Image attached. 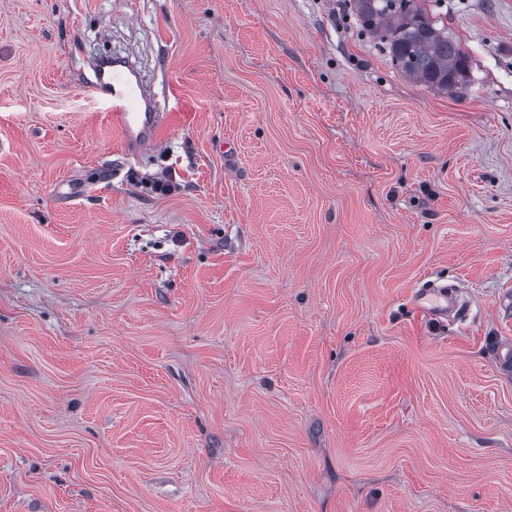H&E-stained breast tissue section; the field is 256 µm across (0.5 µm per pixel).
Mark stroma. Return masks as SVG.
<instances>
[{"label":"stroma","mask_w":512,"mask_h":512,"mask_svg":"<svg viewBox=\"0 0 512 512\" xmlns=\"http://www.w3.org/2000/svg\"><path fill=\"white\" fill-rule=\"evenodd\" d=\"M426 7L459 94L348 0H0V512H512V0ZM107 106L112 126L119 132L125 154L142 151L154 143L161 122L153 100L129 57L100 60L95 81L88 86ZM448 286H438L433 281L425 283L422 288L413 292L412 300L416 309L426 317L446 320L455 311L457 290Z\"/></svg>","instance_id":"35a3bbf8"}]
</instances>
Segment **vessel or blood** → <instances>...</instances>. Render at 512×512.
Here are the masks:
<instances>
[{
	"label": "vessel or blood",
	"instance_id": "vessel-or-blood-1",
	"mask_svg": "<svg viewBox=\"0 0 512 512\" xmlns=\"http://www.w3.org/2000/svg\"><path fill=\"white\" fill-rule=\"evenodd\" d=\"M89 88L107 105L124 153H137L154 143L161 122L159 106L130 58L99 61ZM412 300L424 316L444 320L456 308L457 292L430 281L413 293Z\"/></svg>",
	"mask_w": 512,
	"mask_h": 512
}]
</instances>
